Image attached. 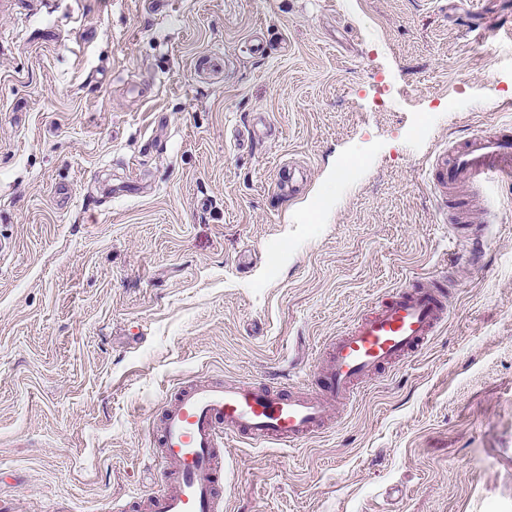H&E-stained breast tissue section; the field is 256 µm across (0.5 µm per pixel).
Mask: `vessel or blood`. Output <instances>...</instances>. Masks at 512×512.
<instances>
[{"label":"vessel or blood","instance_id":"1","mask_svg":"<svg viewBox=\"0 0 512 512\" xmlns=\"http://www.w3.org/2000/svg\"><path fill=\"white\" fill-rule=\"evenodd\" d=\"M440 201L458 198L461 187L487 177L512 180V135L476 133L428 166ZM446 282L426 285L412 278L375 301L339 336L320 348L327 363L316 388L288 383L215 384L194 380L163 406L159 446L170 470L164 489L147 499L145 512H223L218 461L227 439L252 445L295 443L319 431L334 408L354 404L364 378L399 365L424 350L448 316Z\"/></svg>","mask_w":512,"mask_h":512}]
</instances>
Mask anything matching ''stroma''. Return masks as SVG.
Returning a JSON list of instances; mask_svg holds the SVG:
<instances>
[{
  "label": "stroma",
  "instance_id": "obj_1",
  "mask_svg": "<svg viewBox=\"0 0 512 512\" xmlns=\"http://www.w3.org/2000/svg\"><path fill=\"white\" fill-rule=\"evenodd\" d=\"M509 120L512 0H0V507L140 512L166 395L308 380L440 271L422 354L317 437L228 443L224 512H512V182L452 265L425 180Z\"/></svg>",
  "mask_w": 512,
  "mask_h": 512
}]
</instances>
